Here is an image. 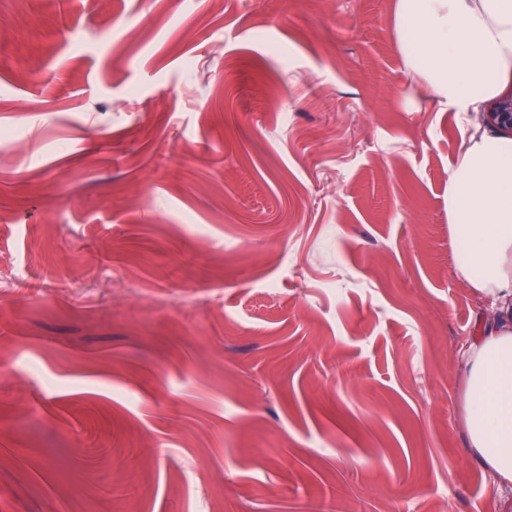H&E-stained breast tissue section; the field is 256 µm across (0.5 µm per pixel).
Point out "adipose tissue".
<instances>
[{
  "instance_id": "adipose-tissue-1",
  "label": "adipose tissue",
  "mask_w": 512,
  "mask_h": 512,
  "mask_svg": "<svg viewBox=\"0 0 512 512\" xmlns=\"http://www.w3.org/2000/svg\"><path fill=\"white\" fill-rule=\"evenodd\" d=\"M408 69L442 111L461 117L496 98L512 72V0H396ZM454 268L488 304L460 354V425L470 454L512 512V138L464 141L448 182Z\"/></svg>"
}]
</instances>
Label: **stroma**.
I'll return each instance as SVG.
<instances>
[{
	"mask_svg": "<svg viewBox=\"0 0 512 512\" xmlns=\"http://www.w3.org/2000/svg\"><path fill=\"white\" fill-rule=\"evenodd\" d=\"M484 130L395 0H0V512H497L448 229Z\"/></svg>",
	"mask_w": 512,
	"mask_h": 512,
	"instance_id": "obj_1",
	"label": "stroma"
}]
</instances>
